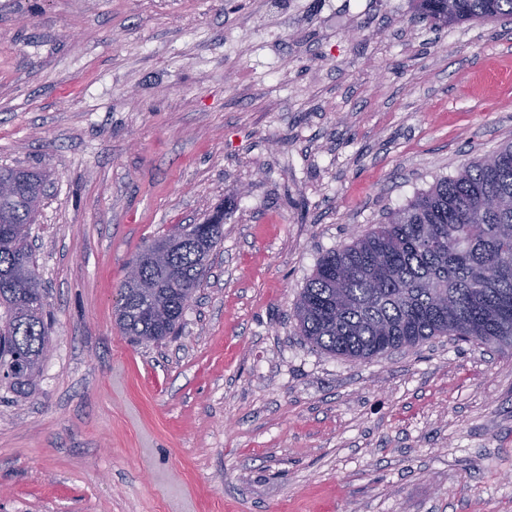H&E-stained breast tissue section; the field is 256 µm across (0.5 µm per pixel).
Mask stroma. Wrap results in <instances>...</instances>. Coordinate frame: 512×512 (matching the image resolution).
<instances>
[{"label":"stroma","mask_w":512,"mask_h":512,"mask_svg":"<svg viewBox=\"0 0 512 512\" xmlns=\"http://www.w3.org/2000/svg\"><path fill=\"white\" fill-rule=\"evenodd\" d=\"M512 32L412 0H0V168L51 348L0 385V512H512V353L299 336L323 255L512 142ZM231 216L180 332L114 321L136 252Z\"/></svg>","instance_id":"35a3bbf8"}]
</instances>
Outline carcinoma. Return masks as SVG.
Instances as JSON below:
<instances>
[{"instance_id": "1", "label": "carcinoma", "mask_w": 512, "mask_h": 512, "mask_svg": "<svg viewBox=\"0 0 512 512\" xmlns=\"http://www.w3.org/2000/svg\"><path fill=\"white\" fill-rule=\"evenodd\" d=\"M436 26L512 15V0H417ZM0 378L36 385L50 347L29 230L43 181L0 169ZM224 208L177 224L137 252L115 309L136 343L174 335L223 238ZM299 335L318 350L366 360L448 336L512 348V144L463 164L453 178L391 212L386 222L326 253L294 307Z\"/></svg>"}]
</instances>
